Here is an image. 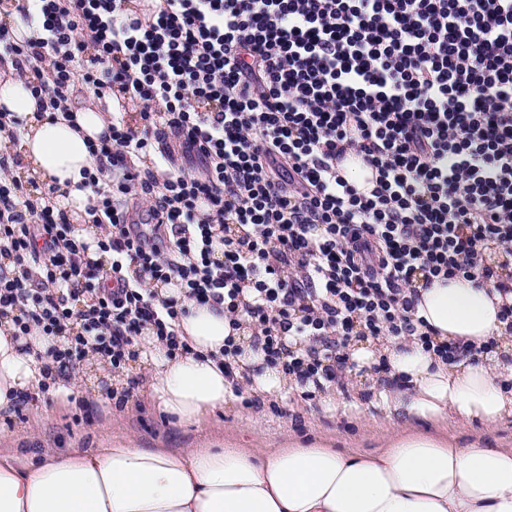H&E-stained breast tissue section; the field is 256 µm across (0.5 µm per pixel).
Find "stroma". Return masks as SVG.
I'll use <instances>...</instances> for the list:
<instances>
[{
    "label": "stroma",
    "mask_w": 512,
    "mask_h": 512,
    "mask_svg": "<svg viewBox=\"0 0 512 512\" xmlns=\"http://www.w3.org/2000/svg\"><path fill=\"white\" fill-rule=\"evenodd\" d=\"M383 389L376 376L356 369L349 375L347 392L337 393L335 404L319 397L302 400L296 389L254 406L244 405L237 396L197 424L161 415L145 383L133 390L121 409L94 402L90 391L81 390L65 403L40 401L11 416L1 415L0 451L37 459L46 452L62 456L74 448H109L128 441L140 448L186 451L220 448L234 440L245 448H278L287 441L305 447L327 442L344 453L367 452L378 448L380 436L400 428L399 421L388 418L379 405ZM81 400L91 401L92 409L79 410ZM418 428L461 442L480 440L491 447L512 448V418L487 424L450 416L435 424L419 423Z\"/></svg>",
    "instance_id": "1"
}]
</instances>
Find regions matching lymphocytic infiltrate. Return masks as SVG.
Returning <instances> with one entry per match:
<instances>
[{
  "label": "lymphocytic infiltrate",
  "instance_id": "obj_1",
  "mask_svg": "<svg viewBox=\"0 0 512 512\" xmlns=\"http://www.w3.org/2000/svg\"><path fill=\"white\" fill-rule=\"evenodd\" d=\"M18 9L35 35L1 29L0 56L40 101L63 106L80 79L140 106L113 113L84 174L109 267L0 153V318L14 336L59 339L39 391L91 354L126 367L147 330L188 352L177 325L192 304L249 328L305 400L346 390L355 340L392 337L448 364L493 352V339L435 342L415 306L439 277L512 293V0ZM351 154L375 170L370 189L338 171ZM160 283L180 299L159 298Z\"/></svg>",
  "mask_w": 512,
  "mask_h": 512
}]
</instances>
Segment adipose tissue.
I'll use <instances>...</instances> for the list:
<instances>
[{"label":"adipose tissue","mask_w":512,"mask_h":512,"mask_svg":"<svg viewBox=\"0 0 512 512\" xmlns=\"http://www.w3.org/2000/svg\"><path fill=\"white\" fill-rule=\"evenodd\" d=\"M24 121L18 142L0 140L17 151L28 177L63 193L70 214L84 212L88 190L83 169L95 168L88 142L108 125L107 113L41 109L31 90L0 72V107ZM493 285L463 278L434 280L416 306L441 341L482 345L496 339L495 353L476 361L447 364L411 343L366 341L351 357L372 365L386 357L392 375L409 379L407 389L381 392L385 409L412 420L496 423L512 417V335L498 318L502 302ZM10 319L0 320V412L16 395L33 392L42 376L39 354L51 344L44 336L12 339ZM178 330L190 354L168 357L155 344L138 360L150 373L156 408L184 423L223 409L233 395L216 361L224 339L242 348L239 370L251 377L260 397L279 393L287 379L255 352L247 330L231 331L223 313L191 307ZM0 512H512V449L456 440L413 429L401 431L378 449L343 454L328 444L288 445L260 450L229 442L224 448L182 453L165 448L72 449L46 455L0 454Z\"/></svg>","instance_id":"1"}]
</instances>
